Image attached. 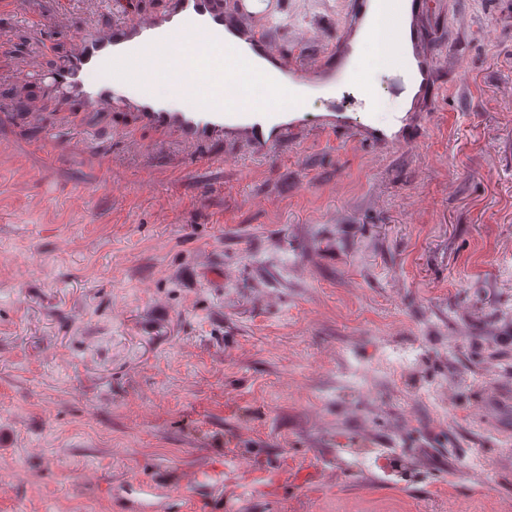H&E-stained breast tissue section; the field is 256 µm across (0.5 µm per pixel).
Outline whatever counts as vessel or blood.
I'll return each mask as SVG.
<instances>
[{"mask_svg": "<svg viewBox=\"0 0 512 512\" xmlns=\"http://www.w3.org/2000/svg\"><path fill=\"white\" fill-rule=\"evenodd\" d=\"M429 8L430 0H351L345 35L305 65L276 45L277 0H234L230 6L224 0H165L158 12L138 11L132 0H111V12L126 14L121 22L81 29L53 66H46L42 52L29 60L28 74L40 77L42 92L79 128L67 137L42 131V150L51 159L93 149L95 132L116 111L132 119L124 130L128 139L141 128L161 139L173 136L205 164L213 161L210 148L226 141L244 143L254 159H272L309 125L353 130L384 148L404 146L410 116L397 112L379 119L364 112L346 88L362 42L384 16L395 29L404 92L430 101L435 69L420 27ZM241 55L267 77L269 92L280 94L276 105L260 97L239 108V98L249 93L233 79L232 64ZM312 98L323 101L324 112H305Z\"/></svg>", "mask_w": 512, "mask_h": 512, "instance_id": "obj_1", "label": "vessel or blood"}]
</instances>
